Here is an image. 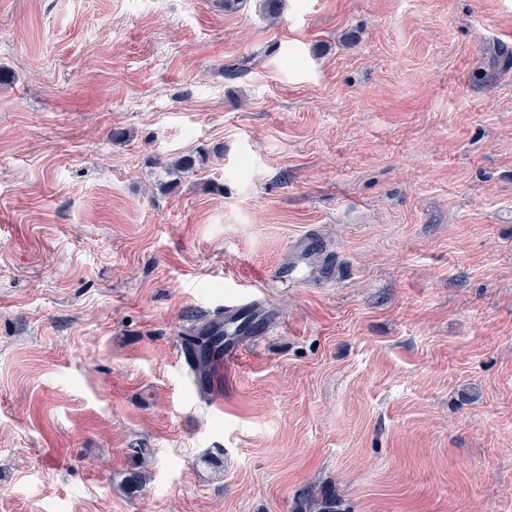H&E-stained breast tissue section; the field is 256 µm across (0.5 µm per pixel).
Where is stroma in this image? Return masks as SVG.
Segmentation results:
<instances>
[{
  "instance_id": "obj_1",
  "label": "stroma",
  "mask_w": 512,
  "mask_h": 512,
  "mask_svg": "<svg viewBox=\"0 0 512 512\" xmlns=\"http://www.w3.org/2000/svg\"><path fill=\"white\" fill-rule=\"evenodd\" d=\"M281 2L0 0V512H512V0ZM322 246L320 239L313 235H302L292 241L288 259L278 266L275 278L288 285L301 283L307 279L304 260ZM208 321L205 333H224V345L220 351L205 354L206 374L201 376L196 373L195 366L202 355L184 342L180 346L179 359L191 370L196 388L214 399L216 407L222 410L224 386L229 383L243 356L262 336L280 328L283 321L275 316L273 309L256 289L243 298L224 303V310L215 312ZM298 508L299 511L295 512H336L334 501L328 499L325 494L316 493L312 488L303 493Z\"/></svg>"
}]
</instances>
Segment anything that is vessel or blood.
Masks as SVG:
<instances>
[{
    "instance_id": "b4317fda",
    "label": "vessel or blood",
    "mask_w": 512,
    "mask_h": 512,
    "mask_svg": "<svg viewBox=\"0 0 512 512\" xmlns=\"http://www.w3.org/2000/svg\"><path fill=\"white\" fill-rule=\"evenodd\" d=\"M321 246V240L312 235L306 234L293 240L287 260L275 272L276 279L288 284L305 281L304 261ZM281 325V319L275 316L272 308L254 289L243 298L226 302L223 309L211 316L207 331L224 335L222 350L202 356L184 344L180 347L179 358L191 369L195 368L198 360H206V373L195 374L193 382L201 393L210 396L219 406L223 403L224 387L243 356L253 343L270 335Z\"/></svg>"
}]
</instances>
